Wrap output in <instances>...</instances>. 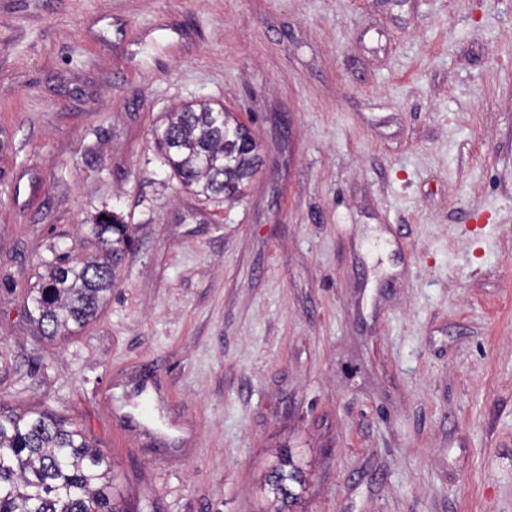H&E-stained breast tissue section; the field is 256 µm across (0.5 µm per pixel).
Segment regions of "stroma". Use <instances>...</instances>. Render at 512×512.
I'll return each instance as SVG.
<instances>
[{"label":"stroma","instance_id":"35a3bbf8","mask_svg":"<svg viewBox=\"0 0 512 512\" xmlns=\"http://www.w3.org/2000/svg\"><path fill=\"white\" fill-rule=\"evenodd\" d=\"M206 100L262 166L194 195L155 146ZM97 319L32 297L99 213ZM0 406L112 460L132 512H512V0H0ZM91 240L96 252L89 258L73 260L62 255L46 264L34 300L37 323L50 340L71 333L73 327L85 326L97 316L131 248L127 224L111 212L98 216L91 227ZM304 483V471L291 455H283L268 472L265 480L267 491L274 495L281 507L274 512H295L290 510L299 497V493L293 490V485L301 487Z\"/></svg>","mask_w":512,"mask_h":512}]
</instances>
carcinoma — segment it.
Returning <instances> with one entry per match:
<instances>
[{
    "instance_id": "obj_1",
    "label": "carcinoma",
    "mask_w": 512,
    "mask_h": 512,
    "mask_svg": "<svg viewBox=\"0 0 512 512\" xmlns=\"http://www.w3.org/2000/svg\"><path fill=\"white\" fill-rule=\"evenodd\" d=\"M182 186L208 199L241 197L261 165L256 139L229 113L188 104L168 114L157 141ZM96 252L46 264L35 297L37 323L48 339L93 320L116 283L131 238L128 226L107 212L91 227ZM304 471L283 455L268 472L267 491L292 512ZM115 489L107 454L89 435L48 410L0 409V512H130Z\"/></svg>"
}]
</instances>
